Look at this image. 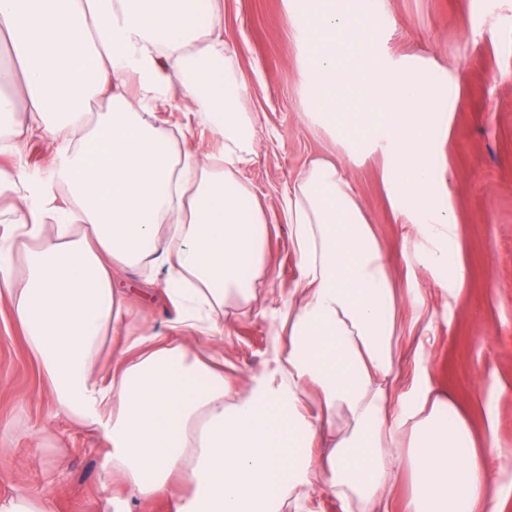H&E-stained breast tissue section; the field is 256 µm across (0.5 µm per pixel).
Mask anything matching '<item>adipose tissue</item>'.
I'll return each instance as SVG.
<instances>
[{"label": "adipose tissue", "mask_w": 512, "mask_h": 512, "mask_svg": "<svg viewBox=\"0 0 512 512\" xmlns=\"http://www.w3.org/2000/svg\"><path fill=\"white\" fill-rule=\"evenodd\" d=\"M222 30L213 0H0V32L25 65L27 116L26 129L14 125V72L1 64L0 152H20L24 131H37L59 159L47 183L0 167L14 214L0 238V299L59 413L103 427L113 472L138 498L174 499V512H315L317 487L344 512H383L404 463L407 512H475L495 476L468 450L454 406L424 394L413 410H391L399 300L336 165L312 162L283 192L299 277L268 368L233 393L191 356L190 342L223 343L226 302H255L254 281L270 275L269 216L241 177L258 123L238 109ZM175 94L220 152L175 150L155 120ZM103 95L107 111L91 115ZM56 183L71 209L56 206ZM116 267L164 273L180 314L169 335L133 338L106 383L94 370L127 320ZM404 425L403 460L391 440Z\"/></svg>", "instance_id": "1"}]
</instances>
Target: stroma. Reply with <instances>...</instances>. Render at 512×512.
<instances>
[{
    "label": "stroma",
    "instance_id": "1",
    "mask_svg": "<svg viewBox=\"0 0 512 512\" xmlns=\"http://www.w3.org/2000/svg\"><path fill=\"white\" fill-rule=\"evenodd\" d=\"M375 50L388 63L423 72L447 93L448 127L433 144L435 179L457 224L455 248L468 277L454 295L438 274L407 265L414 240L404 238L384 184L382 151L350 157L303 104L304 33L286 0H223L224 40L236 54L238 107L259 119L252 162L243 169L270 214L265 256L272 274L255 285L265 315L229 302L224 321L228 382L261 371L275 318L298 277L280 196L312 160L340 165L391 259L403 303L395 408L431 389L454 403L477 450L488 438L512 451V0H368ZM55 155L36 134L0 166L48 178ZM129 326L106 341V353L141 333L167 335L175 316L162 278L115 272ZM111 445L100 426L58 414L38 362L7 302L0 300V505L18 494L52 503L54 512H170L167 501L129 496L112 474Z\"/></svg>",
    "mask_w": 512,
    "mask_h": 512
}]
</instances>
